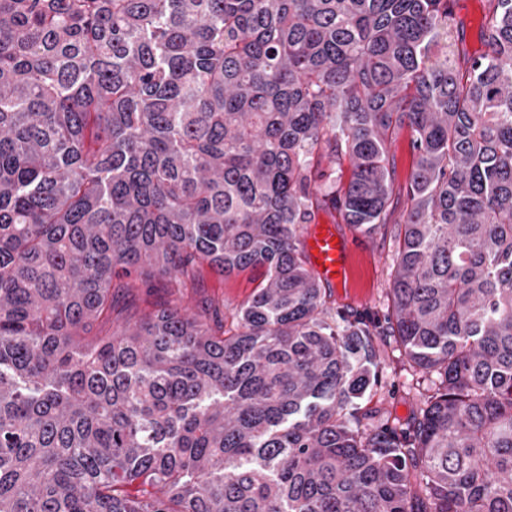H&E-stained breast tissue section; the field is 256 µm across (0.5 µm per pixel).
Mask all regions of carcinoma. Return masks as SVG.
<instances>
[{
    "instance_id": "cac0c4a2",
    "label": "carcinoma",
    "mask_w": 512,
    "mask_h": 512,
    "mask_svg": "<svg viewBox=\"0 0 512 512\" xmlns=\"http://www.w3.org/2000/svg\"><path fill=\"white\" fill-rule=\"evenodd\" d=\"M0 0V512H512V0ZM391 330L436 374L406 428L356 400L368 311L300 235L388 223ZM346 156L348 182L314 163ZM260 269L224 318L114 294ZM482 0H450V7L458 26L457 34L459 40L463 34V42L459 47L463 48L469 55L481 51L479 39V28L481 21L479 15L483 11ZM409 141V133L406 129H402L395 136L391 147V155L394 156V188L396 194L407 184L411 172L412 156ZM166 283L155 282L152 287L115 288L118 322H134L165 303L170 298Z\"/></svg>"
}]
</instances>
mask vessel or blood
<instances>
[{
    "label": "vessel or blood",
    "instance_id": "obj_1",
    "mask_svg": "<svg viewBox=\"0 0 512 512\" xmlns=\"http://www.w3.org/2000/svg\"><path fill=\"white\" fill-rule=\"evenodd\" d=\"M305 260L323 284L343 286L348 281L355 254L370 255L367 238L360 233L344 235L329 222L308 225L300 238Z\"/></svg>",
    "mask_w": 512,
    "mask_h": 512
}]
</instances>
